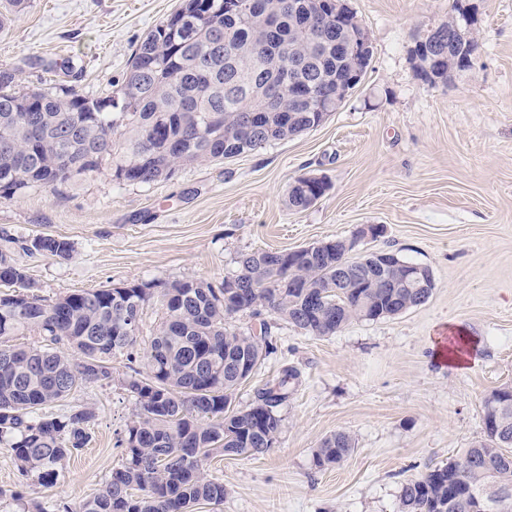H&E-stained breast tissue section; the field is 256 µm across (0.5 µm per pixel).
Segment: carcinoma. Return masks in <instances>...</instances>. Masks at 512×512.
Returning a JSON list of instances; mask_svg holds the SVG:
<instances>
[{"mask_svg": "<svg viewBox=\"0 0 512 512\" xmlns=\"http://www.w3.org/2000/svg\"><path fill=\"white\" fill-rule=\"evenodd\" d=\"M230 12L226 0H183L134 48L121 88L91 98L60 84L24 88L17 70L0 67V199L74 182L113 166L122 181L151 184L167 172L238 156L288 139L317 125V106L291 102L288 65L296 80L333 97L352 76L344 40L359 30L354 13L338 24L330 17L307 21V0H243ZM270 98L285 101L270 110ZM310 206L308 193L288 190V207ZM0 444L6 443L22 475L46 486L58 464L84 448L96 418L88 407L61 414L43 407L66 400L90 383L112 381V354L137 344L139 312L160 290L166 318L146 353L148 373L126 381L136 400L127 429L125 461L94 497L57 512H195L199 504L224 502V483L203 462L215 453L256 457L272 448L281 428L276 408L288 398L294 376L257 393L245 409L233 407L243 383L225 364L246 355L259 364L276 317L313 336H331L354 320L400 315L426 302L399 283L383 292H336V256L288 263L280 251L242 252L234 279L239 299L226 288L194 280L133 282L82 290L47 301L31 292L14 250L67 258L72 243L61 237L30 240L0 230ZM260 319V336L235 332L239 313ZM34 332L39 347H17L10 338ZM484 438L457 460L436 466L400 491L398 512H512V397L484 400ZM355 451L338 431L313 456L321 470Z\"/></svg>", "mask_w": 512, "mask_h": 512, "instance_id": "1", "label": "carcinoma"}]
</instances>
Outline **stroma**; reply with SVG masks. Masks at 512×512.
Listing matches in <instances>:
<instances>
[{"mask_svg":"<svg viewBox=\"0 0 512 512\" xmlns=\"http://www.w3.org/2000/svg\"><path fill=\"white\" fill-rule=\"evenodd\" d=\"M182 0H27L0 33V65L26 86L70 75L84 95L121 87L135 45ZM373 50L360 84L320 126L150 185L111 167L77 183L0 199V229L61 236L70 258L15 252L35 291L55 300L134 281L220 284L250 251H289L357 238L354 256L390 251L427 266L429 299L404 314L351 322L312 336L272 320L270 352L238 387L243 409L293 370L276 443L203 465L224 482V503L196 512H396L401 487L483 437L485 398L512 386V0H348ZM470 11L480 47L448 81L420 79L412 51L428 29ZM301 176L329 188L310 208L287 206ZM160 298L143 307L138 343L112 359V381L88 384L69 405L93 409L85 448L63 460L50 486L22 476L0 445V512H54L97 494L121 465L136 401L126 389L145 371L164 319ZM465 332V366L435 356L437 339ZM339 431L355 451L319 470L313 454Z\"/></svg>","mask_w":512,"mask_h":512,"instance_id":"1","label":"stroma"}]
</instances>
